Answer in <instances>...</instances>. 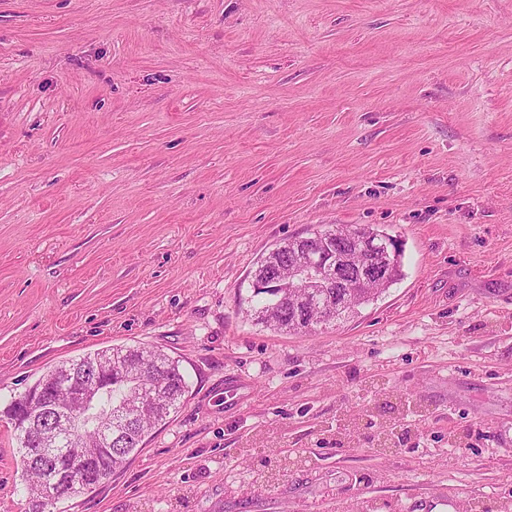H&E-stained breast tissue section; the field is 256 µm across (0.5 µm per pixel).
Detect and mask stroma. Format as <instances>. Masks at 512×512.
I'll list each match as a JSON object with an SVG mask.
<instances>
[{"label": "stroma", "instance_id": "1", "mask_svg": "<svg viewBox=\"0 0 512 512\" xmlns=\"http://www.w3.org/2000/svg\"><path fill=\"white\" fill-rule=\"evenodd\" d=\"M328 224L401 280L253 321ZM120 345L184 403L52 512H512V0H0V512L11 400ZM261 293L262 292L254 293L252 290L249 301L251 305L247 310V313H249V315L258 323L264 324L266 327L272 328L273 330L288 333L294 332L307 334L312 333L317 329V326L314 323H311L310 317L307 313L297 314L291 307H283L281 316L279 317L277 314L273 315V318L278 317V323L273 324L267 322V320H263L260 315L267 312V305L271 302V299L266 294ZM309 325H312V327L310 328Z\"/></svg>", "mask_w": 512, "mask_h": 512}]
</instances>
